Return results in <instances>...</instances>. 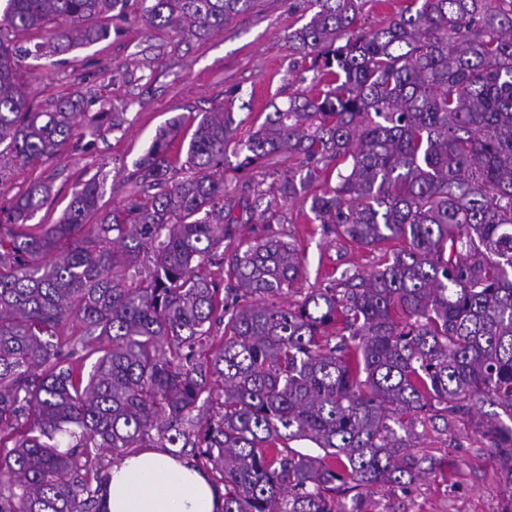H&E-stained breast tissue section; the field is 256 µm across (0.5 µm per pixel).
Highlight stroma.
<instances>
[{
  "instance_id": "stroma-1",
  "label": "stroma",
  "mask_w": 512,
  "mask_h": 512,
  "mask_svg": "<svg viewBox=\"0 0 512 512\" xmlns=\"http://www.w3.org/2000/svg\"><path fill=\"white\" fill-rule=\"evenodd\" d=\"M301 0H255L252 8L203 39L147 26L138 0H129L123 17L110 21L108 38L59 55L52 73L38 60L19 62L20 80L34 106L52 110L70 95H81L88 111L122 113V130L91 137L82 126L76 139L82 150L16 166L0 187V211H8L31 182L48 183L51 196L34 217L53 224L67 208L76 185L102 179V211L123 207L129 191L124 180L158 131L177 114L230 108L247 138L272 105L310 86V57L297 54L289 32L300 27ZM303 199L282 202L280 211L296 227L305 254L308 278L284 292L285 304L301 302L308 289L328 284L347 268L366 274L375 253L351 245L340 248L334 236L306 221ZM416 450L435 459L436 473L408 490L378 486L364 491L370 512H502L512 489L502 479L501 460L475 432L473 417L436 422L422 430Z\"/></svg>"
}]
</instances>
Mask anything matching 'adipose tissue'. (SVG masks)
I'll use <instances>...</instances> for the list:
<instances>
[{
    "instance_id": "adipose-tissue-1",
    "label": "adipose tissue",
    "mask_w": 512,
    "mask_h": 512,
    "mask_svg": "<svg viewBox=\"0 0 512 512\" xmlns=\"http://www.w3.org/2000/svg\"><path fill=\"white\" fill-rule=\"evenodd\" d=\"M104 512H223L208 476L164 448H147L113 465Z\"/></svg>"
}]
</instances>
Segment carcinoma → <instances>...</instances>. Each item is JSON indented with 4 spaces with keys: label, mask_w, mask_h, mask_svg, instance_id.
Returning <instances> with one entry per match:
<instances>
[{
    "label": "carcinoma",
    "mask_w": 512,
    "mask_h": 512,
    "mask_svg": "<svg viewBox=\"0 0 512 512\" xmlns=\"http://www.w3.org/2000/svg\"><path fill=\"white\" fill-rule=\"evenodd\" d=\"M128 2L8 0L0 182L85 149L72 141L78 122L93 136L123 123L85 111L81 96L34 108L16 80V59L33 51L11 34L56 21L53 53H65L107 38L100 20ZM140 2L146 25L200 39L254 0ZM361 10L306 0L310 17L288 41L312 57L313 85L247 139L231 111L179 114L135 163L123 209L85 223L101 198L92 177L55 224L31 223L42 183L0 216V512H100L112 468L102 452L121 460L154 434V447L189 446L220 472L224 512H367L337 494L406 489L436 467L413 451L415 428L485 403L512 421V0H410L375 28ZM188 123L177 167L169 143ZM230 150L244 155L239 170L284 165L273 190L226 187ZM332 172L309 223L379 250L376 266L283 305L307 277L295 232L245 245L235 213L278 221L280 202ZM67 323L78 331L61 334ZM202 397L220 410L188 431ZM478 433L511 486L512 424Z\"/></svg>",
    "instance_id": "obj_1"
}]
</instances>
